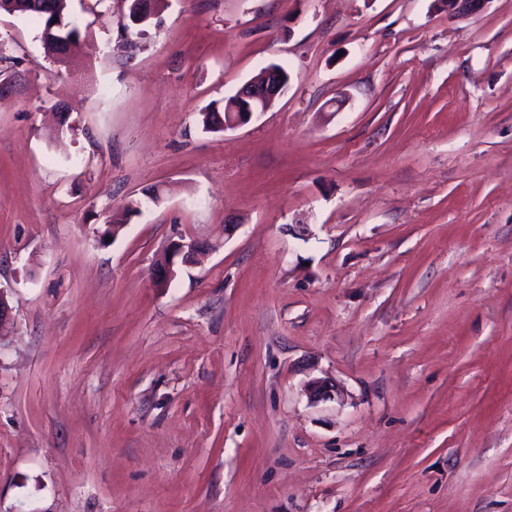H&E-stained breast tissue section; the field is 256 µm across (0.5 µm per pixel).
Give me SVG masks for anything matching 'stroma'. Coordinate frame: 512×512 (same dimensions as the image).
<instances>
[{
    "label": "stroma",
    "instance_id": "35a3bbf8",
    "mask_svg": "<svg viewBox=\"0 0 512 512\" xmlns=\"http://www.w3.org/2000/svg\"><path fill=\"white\" fill-rule=\"evenodd\" d=\"M72 5L0 11V512H512V0ZM286 84L283 74L272 67L263 71L257 79L246 82L236 94L225 100L222 109L210 104L199 114L201 116L202 131L206 133H219L220 130L214 126L215 114L221 113L224 117V111L236 99L240 100L243 112H228L227 121L224 120V132L237 129L247 124L254 114L265 112L275 99L281 95ZM267 105V107H265ZM140 206L141 202L135 201L122 212L112 214L103 225L104 229L101 235L105 234L110 238H115L124 228V225L129 223L131 216L140 213ZM202 245L192 237L181 236L169 243L163 256L157 259L154 267L155 282L166 286L175 276V266L191 265L196 261ZM305 391L308 399L313 404L335 400L341 396V390L336 383L321 378L307 382Z\"/></svg>",
    "mask_w": 512,
    "mask_h": 512
}]
</instances>
